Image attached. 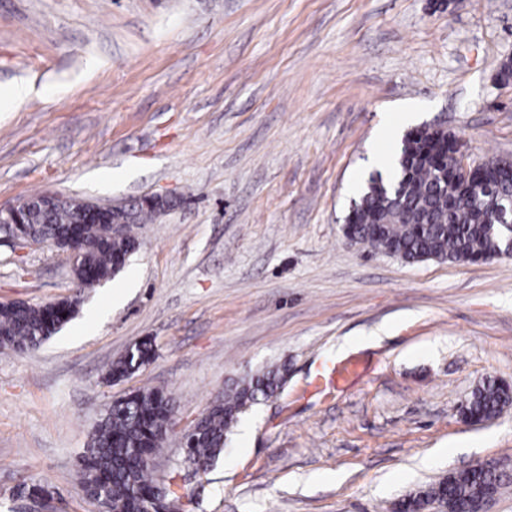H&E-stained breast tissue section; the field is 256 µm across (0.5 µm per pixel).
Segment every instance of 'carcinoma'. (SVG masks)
Masks as SVG:
<instances>
[{
    "mask_svg": "<svg viewBox=\"0 0 512 512\" xmlns=\"http://www.w3.org/2000/svg\"><path fill=\"white\" fill-rule=\"evenodd\" d=\"M456 136L443 129L413 130L405 135L395 159L394 173L371 174L355 210L348 215V230L366 247L407 262L429 259L464 262L490 257L494 239L483 232L489 210L485 186L501 194L512 192V182L495 177L506 164L501 159L480 163L482 175L471 183L461 203L448 199L459 186L448 179L454 165ZM82 225L83 259L74 278L79 288H93L112 279L120 269L116 260L138 246L123 225L98 224L71 203L45 217L40 232L47 240L64 238L72 225ZM80 311L70 303L3 304L0 306V349L31 353L56 335ZM148 341L136 343L107 368L106 379L121 380L149 362ZM284 370L270 367L234 382L182 435L185 458L208 469L224 450L225 440L240 414L279 389ZM512 402V394L493 380L475 390L468 404L473 417L491 419ZM171 399L156 389H143L112 402L93 427L79 463L78 484L100 508L143 512L148 497L180 501L177 483L154 480L148 459L162 448L173 430ZM512 480L491 472H452L409 496L412 509L429 512H479L487 488L500 491Z\"/></svg>",
    "mask_w": 512,
    "mask_h": 512,
    "instance_id": "cac0c4a2",
    "label": "carcinoma"
}]
</instances>
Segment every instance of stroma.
<instances>
[{
  "instance_id": "stroma-1",
  "label": "stroma",
  "mask_w": 512,
  "mask_h": 512,
  "mask_svg": "<svg viewBox=\"0 0 512 512\" xmlns=\"http://www.w3.org/2000/svg\"><path fill=\"white\" fill-rule=\"evenodd\" d=\"M512 0H0V206L44 192L145 195L125 269L34 353L0 352V512L19 485L51 512H99L76 471L115 400L157 388L176 427L150 468L184 512H393L483 460H512V257L409 263L351 244L371 156L408 129L512 160ZM56 250L0 239V302L72 292ZM369 345H360L362 337ZM155 355L104 380L135 343ZM358 376L335 383L334 367ZM288 367L205 474L182 433L229 381ZM511 402L512 387L509 395L505 385L493 380L473 392L468 404V411L473 417L491 419Z\"/></svg>"
}]
</instances>
